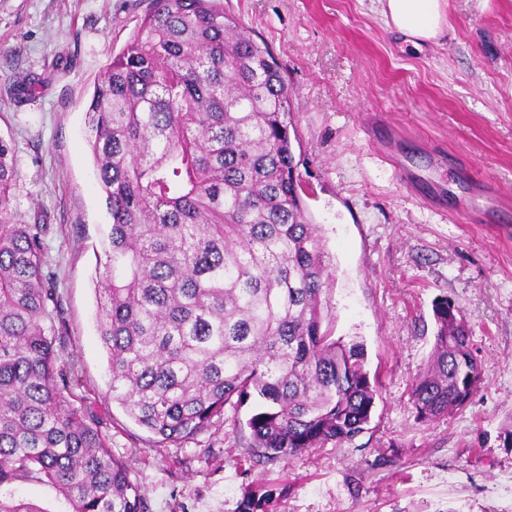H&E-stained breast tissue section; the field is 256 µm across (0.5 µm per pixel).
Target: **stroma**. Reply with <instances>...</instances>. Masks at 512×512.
<instances>
[{"label": "stroma", "instance_id": "stroma-1", "mask_svg": "<svg viewBox=\"0 0 512 512\" xmlns=\"http://www.w3.org/2000/svg\"><path fill=\"white\" fill-rule=\"evenodd\" d=\"M268 45L288 85L297 173L332 277L323 331L361 343L379 393L367 429L285 460L257 459L250 407L156 446L106 397L94 270L110 216L85 132L94 83L148 0H0V138L14 207L45 226L47 287L69 387L130 465L148 512H512V0H448L435 43L405 47L379 0H222ZM38 79L17 96V74ZM465 316L483 381L423 422L411 391L434 344L435 302ZM0 496L70 512L53 487Z\"/></svg>", "mask_w": 512, "mask_h": 512}]
</instances>
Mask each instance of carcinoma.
I'll return each mask as SVG.
<instances>
[{
    "instance_id": "obj_1",
    "label": "carcinoma",
    "mask_w": 512,
    "mask_h": 512,
    "mask_svg": "<svg viewBox=\"0 0 512 512\" xmlns=\"http://www.w3.org/2000/svg\"><path fill=\"white\" fill-rule=\"evenodd\" d=\"M86 140L111 223L96 270L109 396L160 444L250 405L254 455L351 440L376 382L364 348L322 331L323 243L296 177L285 77L220 0H150L87 109ZM0 138V488L48 483L72 512H144L128 465L69 398L44 225L13 208ZM415 376L423 421L481 383L465 317L435 306ZM0 512H44L0 498Z\"/></svg>"
}]
</instances>
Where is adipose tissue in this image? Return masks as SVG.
I'll use <instances>...</instances> for the list:
<instances>
[{"instance_id": "ef3b65f1", "label": "adipose tissue", "mask_w": 512, "mask_h": 512, "mask_svg": "<svg viewBox=\"0 0 512 512\" xmlns=\"http://www.w3.org/2000/svg\"><path fill=\"white\" fill-rule=\"evenodd\" d=\"M386 25L413 47L436 41L446 23L448 0H380Z\"/></svg>"}]
</instances>
